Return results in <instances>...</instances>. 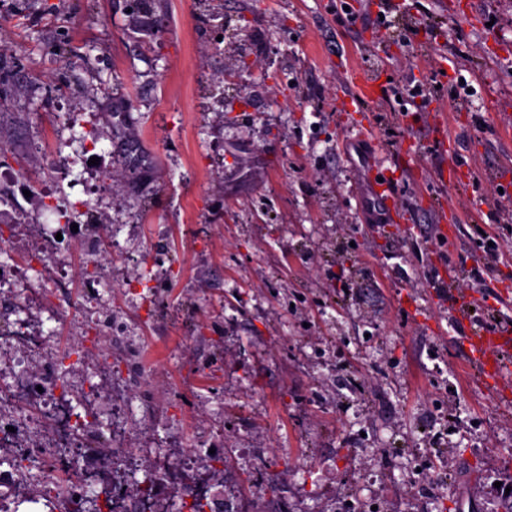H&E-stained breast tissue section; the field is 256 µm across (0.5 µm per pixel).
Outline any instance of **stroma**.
<instances>
[{
    "label": "stroma",
    "mask_w": 512,
    "mask_h": 512,
    "mask_svg": "<svg viewBox=\"0 0 512 512\" xmlns=\"http://www.w3.org/2000/svg\"><path fill=\"white\" fill-rule=\"evenodd\" d=\"M11 0L0 10V225L34 240L39 192L56 159L84 146L64 120L84 113L112 145L105 218L126 242L104 297L125 321L111 375L143 399L124 423L154 475L153 452L219 448L218 482L240 512H504L512 487V385L477 381L432 285L440 266L467 272L488 245L502 257L476 298L512 302V0H412L429 40L372 45L371 0ZM446 69L445 147L418 133L421 111L382 101L352 112L357 72L393 83ZM370 124L396 172L404 219L366 224L347 129ZM456 169L459 184L442 180ZM24 181L27 192L14 190ZM152 306L122 285L144 269ZM30 320L56 314L74 285L35 269ZM152 366L127 377L124 345ZM57 358L85 381L95 356L50 337L29 372ZM274 491L256 502L255 487Z\"/></svg>",
    "instance_id": "obj_1"
}]
</instances>
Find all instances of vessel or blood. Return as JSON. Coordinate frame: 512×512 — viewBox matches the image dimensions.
Listing matches in <instances>:
<instances>
[{
  "label": "vessel or blood",
  "mask_w": 512,
  "mask_h": 512,
  "mask_svg": "<svg viewBox=\"0 0 512 512\" xmlns=\"http://www.w3.org/2000/svg\"><path fill=\"white\" fill-rule=\"evenodd\" d=\"M386 86L381 75L362 76L357 83V102H374L381 98ZM360 194L369 199L368 207L375 216L376 223H396L399 214L395 204L393 173L382 171L380 178L371 179L359 189ZM457 267H449L446 275L440 276L438 287L447 289L449 305L454 311V319L464 329L465 358L478 370L480 380L488 383L500 382L503 378L504 362L512 357V317L501 315L491 326H476L472 315L478 308V300L467 291L454 289L459 277Z\"/></svg>",
  "instance_id": "b4317fda"
}]
</instances>
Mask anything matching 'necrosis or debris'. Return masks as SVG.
<instances>
[{"label":"necrosis or debris","instance_id":"necrosis-or-debris-1","mask_svg":"<svg viewBox=\"0 0 512 512\" xmlns=\"http://www.w3.org/2000/svg\"><path fill=\"white\" fill-rule=\"evenodd\" d=\"M109 178L98 177L85 184L81 194L75 195L69 208L48 210L41 226L38 243L32 255L41 258L45 268L62 280H73L77 294L62 306L60 320L74 328L79 345L94 346L104 370H111L112 356L101 350L104 337L120 338L124 326L113 321L107 303L101 298L99 277L84 273L73 265L71 257L76 249H84L87 257L97 258L102 253H123L120 240L103 234L98 225L78 223L80 206L86 196L100 201L110 200ZM7 341L11 351L0 356V377L11 376L10 406H0V512H15L14 489L31 481L30 466L44 464L47 472L40 477L41 493L33 495V502H46L51 512H87L91 501L102 492H109L113 512H155L154 491L137 492L125 486L123 463L103 470L92 467L82 478L71 475L66 459L58 456L61 448L79 449L90 455L95 443L92 432L104 412L120 415L119 403L88 400L85 414H77L69 392V378L64 370L52 363H44L38 379L27 378L20 370L22 353L43 343L41 332L31 331L27 322L0 318V341ZM158 479L189 497L201 498L209 512H222L218 494L204 482H190L196 471L217 472L223 469V458L212 454L194 455L175 463L162 458L155 460Z\"/></svg>","mask_w":512,"mask_h":512}]
</instances>
